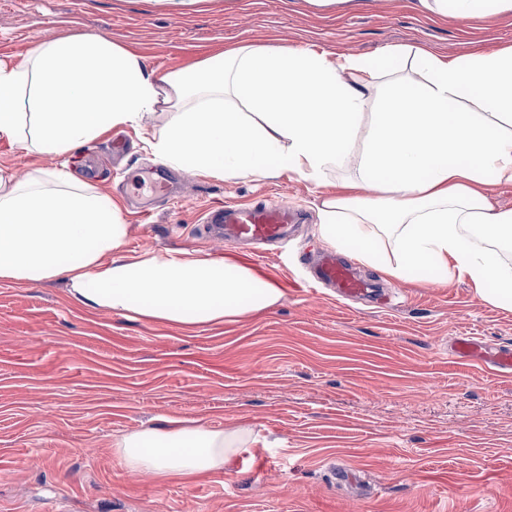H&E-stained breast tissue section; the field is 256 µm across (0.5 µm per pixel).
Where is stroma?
<instances>
[{"label": "stroma", "instance_id": "obj_1", "mask_svg": "<svg viewBox=\"0 0 512 512\" xmlns=\"http://www.w3.org/2000/svg\"><path fill=\"white\" fill-rule=\"evenodd\" d=\"M49 32L104 37L178 77L233 46L490 52L512 45V12L459 21L418 0H195L179 13L158 0H0V59L21 61ZM159 127L115 128L57 156L0 140V170H60L112 198L128 255L231 256L284 297L239 322L184 327L84 306L62 279L0 278V512H512V375L449 350L461 335L512 346V311L466 280L400 283L366 265L393 307L303 290L296 251L212 242L202 213L225 202L297 209L301 248L315 250L321 200L355 164L319 183L183 169L176 200H158L148 176L160 159L146 141ZM163 417L247 424L254 440L221 472L127 473L113 437ZM335 467L359 485L331 483Z\"/></svg>", "mask_w": 512, "mask_h": 512}]
</instances>
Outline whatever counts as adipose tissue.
I'll use <instances>...</instances> for the list:
<instances>
[{"instance_id": "ef3b65f1", "label": "adipose tissue", "mask_w": 512, "mask_h": 512, "mask_svg": "<svg viewBox=\"0 0 512 512\" xmlns=\"http://www.w3.org/2000/svg\"><path fill=\"white\" fill-rule=\"evenodd\" d=\"M419 4L462 20L512 11V0ZM404 54L235 47L181 81L100 36L50 37L22 62L0 60V139L60 155L160 112L166 120L148 148L205 176L288 173L317 183L356 158L357 176L321 202L325 242L398 281L467 279L481 299L512 310V265L497 250L512 245V210L486 195L490 184H512V46L452 58L416 49L420 82L393 76ZM371 92L378 102L367 114ZM126 236L120 206L68 174L0 171L2 279L61 277L85 306L185 327L240 321L283 298L226 258L125 257ZM252 434L167 419L114 437L112 452L130 473L192 477L229 467Z\"/></svg>"}]
</instances>
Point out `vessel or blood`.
Returning a JSON list of instances; mask_svg holds the SVG:
<instances>
[{
  "label": "vessel or blood",
  "mask_w": 512,
  "mask_h": 512,
  "mask_svg": "<svg viewBox=\"0 0 512 512\" xmlns=\"http://www.w3.org/2000/svg\"><path fill=\"white\" fill-rule=\"evenodd\" d=\"M295 214L276 204H227L210 207L203 212L213 238L227 243H249L256 246L287 241ZM314 283L331 288L337 297L368 300L379 288L375 279L362 276L354 264L337 258L334 251L325 250L309 261ZM454 352L460 358L486 357L500 372L512 371V349L501 348L488 353L485 346L473 337L458 338Z\"/></svg>",
  "instance_id": "vessel-or-blood-1"
}]
</instances>
